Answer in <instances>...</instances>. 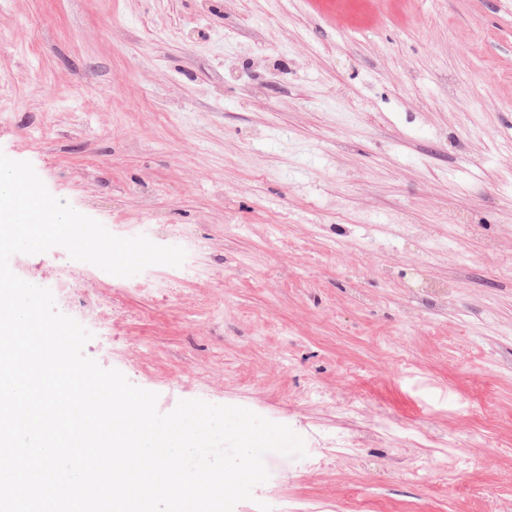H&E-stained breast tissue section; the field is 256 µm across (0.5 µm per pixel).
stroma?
Returning <instances> with one entry per match:
<instances>
[{"instance_id": "stroma-1", "label": "stroma", "mask_w": 512, "mask_h": 512, "mask_svg": "<svg viewBox=\"0 0 512 512\" xmlns=\"http://www.w3.org/2000/svg\"><path fill=\"white\" fill-rule=\"evenodd\" d=\"M0 152L178 239L84 353L304 438L234 512H512V0H0Z\"/></svg>"}]
</instances>
